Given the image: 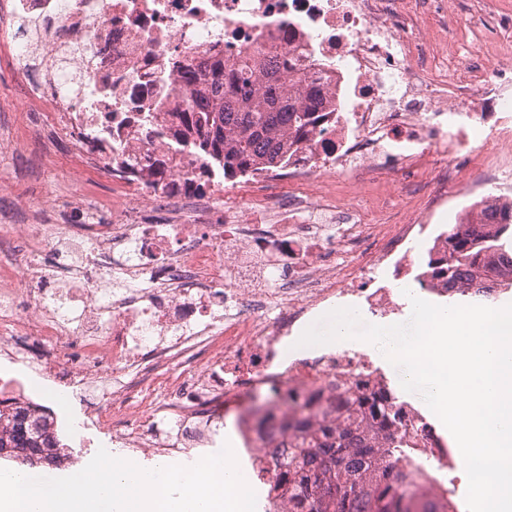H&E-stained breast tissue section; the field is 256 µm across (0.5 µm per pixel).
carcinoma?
Masks as SVG:
<instances>
[{
  "label": "carcinoma",
  "mask_w": 512,
  "mask_h": 512,
  "mask_svg": "<svg viewBox=\"0 0 512 512\" xmlns=\"http://www.w3.org/2000/svg\"><path fill=\"white\" fill-rule=\"evenodd\" d=\"M262 67L268 77L259 86L256 75ZM188 81L199 83L202 99L174 135L206 161V168L184 183L189 188L202 185L212 170L233 181L260 166L286 167L288 150L328 118L317 111L318 89L308 90L309 104H299L277 64H260L251 54L239 56L227 72L218 64L211 71L192 72ZM494 224L490 233L462 221L448 225V284L467 277L475 284L472 298L496 300L512 288V209L498 212ZM354 404L374 431L340 430L328 423L313 430L310 414L302 410L277 418L264 407L257 414L258 428L302 438L299 453L275 458L279 480L288 486L290 512H456L447 496L419 492L429 472L412 457L415 437L397 426L401 407L395 397L365 395ZM32 415L27 409L12 411L0 448L27 456L44 452L46 464L54 466L58 442L30 426Z\"/></svg>",
  "instance_id": "carcinoma-1"
}]
</instances>
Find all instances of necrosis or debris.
<instances>
[{
  "label": "necrosis or debris",
  "mask_w": 512,
  "mask_h": 512,
  "mask_svg": "<svg viewBox=\"0 0 512 512\" xmlns=\"http://www.w3.org/2000/svg\"><path fill=\"white\" fill-rule=\"evenodd\" d=\"M441 0H0V66L31 68L30 109L68 144L80 169L112 180L120 210L59 211L18 199L21 221L0 223V401L29 407L56 434L67 394L100 387L87 416L112 427L114 449L146 457L204 456L225 408L265 396L335 419L348 396L389 389L362 342L290 353L294 327L359 303L399 314L402 289L379 272L413 275L421 293L447 296L445 277L414 271L416 252L447 260L451 185L491 224L512 208V53L475 61L455 80L419 25ZM276 57L296 96L320 90L331 120L290 149L288 165L237 185L205 189L182 174L203 164L174 137L179 113L200 100L188 69L243 52ZM470 159L484 176L466 180ZM411 220L350 224L331 183L351 179L414 192ZM71 275L51 287L55 267ZM417 428L415 455L431 467V495L448 485L447 449ZM240 457L289 512L270 464L288 437L270 438L250 415L237 425Z\"/></svg>",
  "instance_id": "1"
}]
</instances>
